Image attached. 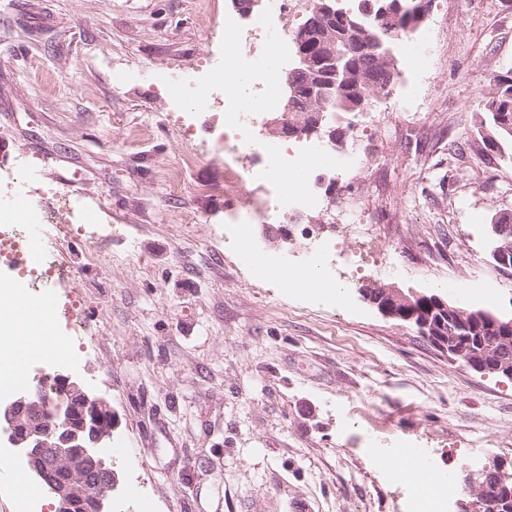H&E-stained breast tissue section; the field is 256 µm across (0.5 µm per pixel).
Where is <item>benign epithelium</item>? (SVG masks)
<instances>
[{
	"mask_svg": "<svg viewBox=\"0 0 512 512\" xmlns=\"http://www.w3.org/2000/svg\"><path fill=\"white\" fill-rule=\"evenodd\" d=\"M300 63L315 78L309 83L308 94L320 106L327 95V83L322 81V58L303 54ZM296 94L294 85L286 86L282 113L272 125L285 136L308 139L320 132L321 113L315 112L305 120L293 118ZM490 256L495 267L512 268L509 225H497V239ZM371 304L388 318L413 324L421 335L448 354L462 358L474 371L512 379V319L505 320L486 309L457 308L436 294H406L393 286L382 287L379 298ZM483 336L498 337L500 349L484 348ZM57 382L63 389L59 399L54 401L42 391H26L8 403H0V420L14 429L9 438L11 446L23 449L28 458L35 459L43 447L54 448L56 464L65 472L55 487L57 512H112L107 489L91 494L85 486L89 474L99 476L109 485L117 481L111 464L97 448L112 433V406L76 376L59 374ZM46 416L59 421L58 434L53 436L45 430ZM493 470L494 467L486 466L472 479L477 502L482 505L487 504V498L503 492L505 477H499L497 483L490 481Z\"/></svg>",
	"mask_w": 512,
	"mask_h": 512,
	"instance_id": "obj_1",
	"label": "benign epithelium"
}]
</instances>
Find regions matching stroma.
I'll return each instance as SVG.
<instances>
[{"mask_svg":"<svg viewBox=\"0 0 512 512\" xmlns=\"http://www.w3.org/2000/svg\"><path fill=\"white\" fill-rule=\"evenodd\" d=\"M232 0H0V196L61 193L75 271L29 343L71 317L97 343L71 372L112 406L113 487L124 512H407L408 488L360 436L401 437L437 469L512 474V379L449 358L364 299L370 286L512 315L491 264V219L512 174L475 128L493 73L512 69V0H435L418 44L395 47L402 109L355 119L369 159L337 149L325 179L362 197L391 272L345 307L256 276L224 239L243 206L194 185L224 178V108L192 109L174 68H211L231 45ZM200 162L171 188L186 151Z\"/></svg>","mask_w":512,"mask_h":512,"instance_id":"35a3bbf8","label":"stroma"}]
</instances>
